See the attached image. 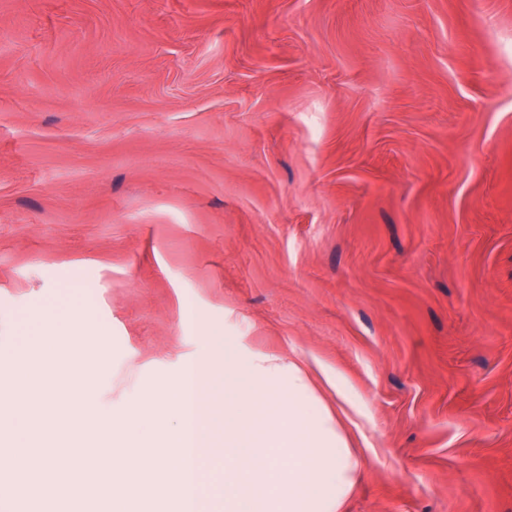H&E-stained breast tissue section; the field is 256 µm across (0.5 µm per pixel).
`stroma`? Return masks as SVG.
Returning a JSON list of instances; mask_svg holds the SVG:
<instances>
[{
  "label": "stroma",
  "instance_id": "stroma-1",
  "mask_svg": "<svg viewBox=\"0 0 512 512\" xmlns=\"http://www.w3.org/2000/svg\"><path fill=\"white\" fill-rule=\"evenodd\" d=\"M48 312L102 410L216 323L339 377L345 512H512V0H0V355ZM93 325L83 320L79 315L73 316V321L70 330L64 336H62L54 347V351H64L65 348H75L78 346H84L86 340L90 337L87 334L91 332Z\"/></svg>",
  "mask_w": 512,
  "mask_h": 512
}]
</instances>
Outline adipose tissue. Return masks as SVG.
I'll return each mask as SVG.
<instances>
[{
  "instance_id": "adipose-tissue-1",
  "label": "adipose tissue",
  "mask_w": 512,
  "mask_h": 512,
  "mask_svg": "<svg viewBox=\"0 0 512 512\" xmlns=\"http://www.w3.org/2000/svg\"><path fill=\"white\" fill-rule=\"evenodd\" d=\"M35 380L28 368L22 384H0V473L14 477L0 485L1 498L25 488L29 475L37 488L57 490L86 473L81 455L68 454L62 464L58 449L50 448L33 462L32 440L15 443L18 428H34L17 393ZM282 383L287 399L268 409L266 400ZM41 415L65 438H124L112 450L117 478L98 487L111 512H132L149 482L165 489L164 512H208L214 498L223 501L224 512H343L363 469L338 419L315 396L302 363L245 351L240 337L214 327L175 379L131 394L121 414L100 411L91 390L77 381L63 410L48 407ZM163 423L168 429L162 442L129 462L127 442L148 437Z\"/></svg>"
}]
</instances>
